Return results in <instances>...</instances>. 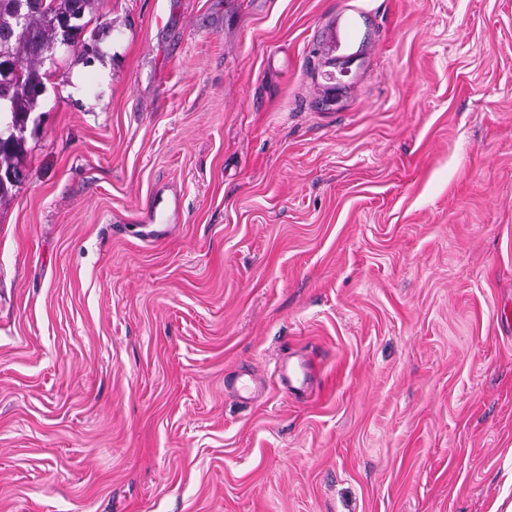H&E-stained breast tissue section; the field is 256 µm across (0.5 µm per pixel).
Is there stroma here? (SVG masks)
<instances>
[{
    "instance_id": "obj_1",
    "label": "stroma",
    "mask_w": 512,
    "mask_h": 512,
    "mask_svg": "<svg viewBox=\"0 0 512 512\" xmlns=\"http://www.w3.org/2000/svg\"><path fill=\"white\" fill-rule=\"evenodd\" d=\"M84 20L0 200V512H506L512 0ZM313 371V365L306 360L291 363H289L288 360H284L277 367L278 377L290 390H302L308 387ZM296 384H298V386Z\"/></svg>"
}]
</instances>
